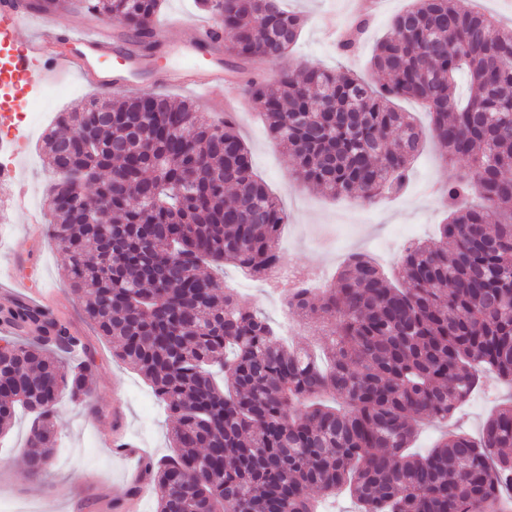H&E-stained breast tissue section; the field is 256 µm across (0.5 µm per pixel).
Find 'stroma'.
<instances>
[{
	"instance_id": "obj_1",
	"label": "stroma",
	"mask_w": 512,
	"mask_h": 512,
	"mask_svg": "<svg viewBox=\"0 0 512 512\" xmlns=\"http://www.w3.org/2000/svg\"><path fill=\"white\" fill-rule=\"evenodd\" d=\"M355 2L284 0L286 9L306 19L300 37L282 59L252 60L249 76L270 82L282 69L314 62L369 77V61L378 41L389 31L394 15L410 0H382L380 9L368 15L360 41L345 53L339 40L357 19ZM54 90V95L38 97V113L32 120L21 124L8 116L0 121V130L13 135L19 127L27 129L26 139L17 144V153L0 154V163L15 166L24 175L40 206L55 180L43 153V137L57 114L72 111L96 94L95 88L76 75L55 85ZM236 94L237 132L250 151L256 174L267 182L288 216L278 241L284 269L310 271L327 284L351 254L360 253L379 261L392 275L397 264L385 259L391 247L406 236L416 240L434 236L444 217L435 189L460 166L446 163L441 146L430 133V117L418 103H400L403 110L415 115L424 132L423 150L412 165L404 190L367 204L354 196L334 198L312 191L296 180L291 174L293 161L270 137L260 104L244 89H237ZM63 263V254L50 238L28 234L22 217L11 214L5 232L0 234V271L13 273L39 291L57 293L56 313L71 323L82 340L80 348L67 354L66 361L76 366L90 354L95 358V369L89 403H75L66 397L59 403L57 450L42 476L32 479L26 473L27 416H20L6 436L0 437V503L19 512H110V504L127 497L129 483L126 463L103 444V435L117 430L128 440L138 439L143 418L151 417V436L143 441V447L149 456L160 458L172 452L171 422L148 384L131 366L113 357L111 343L84 318L81 298L64 281ZM211 274L223 286L234 289L240 304L268 317L279 343L319 348L318 327L301 321L286 307V282L256 278L230 264L212 268ZM511 399L512 387L487 378L478 394L460 410L461 430L478 434L496 407Z\"/></svg>"
}]
</instances>
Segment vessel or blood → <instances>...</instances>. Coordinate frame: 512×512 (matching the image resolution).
Segmentation results:
<instances>
[{
    "label": "vessel or blood",
    "instance_id": "vessel-or-blood-1",
    "mask_svg": "<svg viewBox=\"0 0 512 512\" xmlns=\"http://www.w3.org/2000/svg\"><path fill=\"white\" fill-rule=\"evenodd\" d=\"M193 28L194 47L184 52L182 64L160 68L153 57L112 40L105 27L72 28L61 35L38 21L36 13L15 7L13 0H0V106L12 109L23 97H34L72 74L101 89L125 86L141 69L148 70L158 85L208 90L229 82L230 74L210 52L223 42V29L209 20L195 22ZM0 181L11 184L15 210L33 230H40V216L27 203L26 183L11 169L0 171ZM0 297L46 302L45 295L17 279L0 283Z\"/></svg>",
    "mask_w": 512,
    "mask_h": 512
}]
</instances>
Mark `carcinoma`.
I'll return each instance as SVG.
<instances>
[{"label": "carcinoma", "mask_w": 512, "mask_h": 512, "mask_svg": "<svg viewBox=\"0 0 512 512\" xmlns=\"http://www.w3.org/2000/svg\"><path fill=\"white\" fill-rule=\"evenodd\" d=\"M151 46L163 0H87ZM228 63L280 59L304 20L281 0H222ZM370 83L317 65L252 80L292 175L333 196L372 201L404 187L423 133L400 98L422 102L450 161L436 237L413 242L401 285L354 255L288 308L325 324L320 363L276 342L205 265L257 276L280 264L287 215L252 167L235 120L157 93L92 98L45 137L56 180L51 239L85 318L166 404L173 454L145 465L157 512H315L311 492L348 490L359 512H512V399L473 438L449 430L423 453L419 426L449 423L491 374L512 385V29L456 0H412L371 59ZM464 74L469 95H456ZM0 435L30 416L26 471L54 454L63 392L90 394L92 363L46 308L0 306Z\"/></svg>", "instance_id": "1"}]
</instances>
